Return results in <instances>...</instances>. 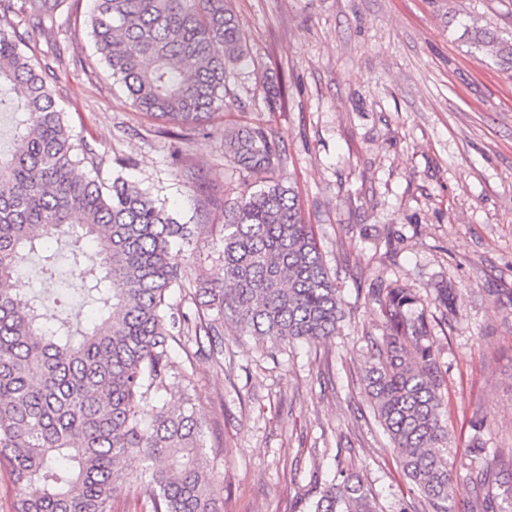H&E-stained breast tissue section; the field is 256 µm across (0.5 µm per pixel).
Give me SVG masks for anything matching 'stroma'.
Segmentation results:
<instances>
[{
  "label": "stroma",
  "mask_w": 512,
  "mask_h": 512,
  "mask_svg": "<svg viewBox=\"0 0 512 512\" xmlns=\"http://www.w3.org/2000/svg\"><path fill=\"white\" fill-rule=\"evenodd\" d=\"M93 0L62 7L30 45L57 73L56 101L75 140L103 155L99 178L123 175L189 225L173 249L187 287L171 304L196 313L193 282L218 277L224 214H201L191 184L233 198L242 172L224 158V129L261 124L283 140L282 175L295 187L341 294L336 334L270 352L224 332L214 362L194 339L176 348L180 374L165 394L190 391L206 432L208 467L224 492L217 512H309L339 470L358 473L380 512L415 499L375 419L365 366L385 330L373 288L419 300L441 354L457 512H467L473 415L486 448H512V73L478 52L466 29L512 38V0H232L252 63L209 122L192 130L136 110L94 53ZM285 89L268 109V87ZM32 259L22 293L65 292L62 309L87 323L86 296L60 266L55 280ZM453 288L452 309L434 300Z\"/></svg>",
  "instance_id": "obj_1"
}]
</instances>
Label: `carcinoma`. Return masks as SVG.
I'll return each instance as SVG.
<instances>
[{"instance_id":"carcinoma-1","label":"carcinoma","mask_w":512,"mask_h":512,"mask_svg":"<svg viewBox=\"0 0 512 512\" xmlns=\"http://www.w3.org/2000/svg\"><path fill=\"white\" fill-rule=\"evenodd\" d=\"M65 2L0 0V108L16 114L13 147L0 149V465L18 490L14 512H112L114 495L131 484L146 491L149 512H214L221 488L207 473L192 398L161 399L179 371L174 344L192 337L216 359L226 325L273 348L320 341L336 333L341 299L295 190L280 178L281 136L259 125L224 132V156L260 188L208 203L224 209L222 279L196 289L212 314L192 318L169 302L183 278L169 261L172 244L189 242L187 225L135 183L89 176L103 158L73 142L54 68L20 50ZM94 2L96 52L137 110L196 128L237 98L250 53L231 0ZM472 40L512 72V41L489 28ZM9 90L20 92L17 101L5 99ZM75 229L96 244L90 259L69 252L71 275L99 303L84 331L14 288L15 272L43 242ZM375 300L386 331L365 369L367 394L421 499V509L400 512H456L430 327L410 314L418 298L404 288H379ZM471 428L469 512H512V449L487 456L484 418ZM131 457L144 462L135 475ZM310 512L379 509L364 479L342 471Z\"/></svg>"}]
</instances>
